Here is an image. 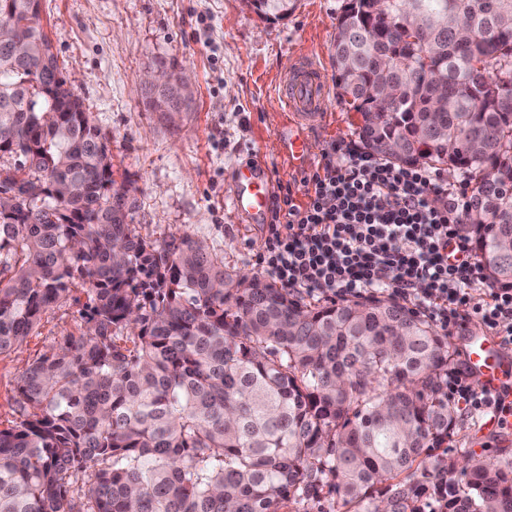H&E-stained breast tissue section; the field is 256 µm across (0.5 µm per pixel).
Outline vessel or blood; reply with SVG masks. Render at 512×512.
Returning a JSON list of instances; mask_svg holds the SVG:
<instances>
[{"instance_id":"1","label":"vessel or blood","mask_w":512,"mask_h":512,"mask_svg":"<svg viewBox=\"0 0 512 512\" xmlns=\"http://www.w3.org/2000/svg\"><path fill=\"white\" fill-rule=\"evenodd\" d=\"M328 94L329 88L314 58H307L281 78L282 135L288 142L286 157L290 167L314 164L317 153L313 132L331 118L323 110ZM271 195L264 171L250 168L238 173L228 197L229 207L239 218L260 217L269 211ZM466 341L469 367L480 386L495 394L503 406H512V352L502 347L497 336L484 330L469 332Z\"/></svg>"}]
</instances>
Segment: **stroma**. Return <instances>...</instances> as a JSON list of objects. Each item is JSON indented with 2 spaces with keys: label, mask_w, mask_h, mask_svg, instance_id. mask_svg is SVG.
Here are the masks:
<instances>
[{
  "label": "stroma",
  "mask_w": 512,
  "mask_h": 512,
  "mask_svg": "<svg viewBox=\"0 0 512 512\" xmlns=\"http://www.w3.org/2000/svg\"><path fill=\"white\" fill-rule=\"evenodd\" d=\"M268 22L243 0H40V23L57 63L94 125L108 139L113 177L134 201L129 221L151 238L188 235L223 255L230 269L259 274L262 225L238 221L227 206L237 172L265 164L273 185H290L306 205L302 170L283 160L281 77L319 55L333 121L314 132L318 149L354 143L360 116L334 90L332 44L345 0H295ZM192 81L190 111H150L143 73L156 63ZM42 318L21 348L0 356V424L18 417L22 365L81 332L82 290ZM512 429L476 427L459 415L453 447L498 464Z\"/></svg>",
  "instance_id": "1"
}]
</instances>
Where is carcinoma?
I'll return each mask as SVG.
<instances>
[{"label": "carcinoma", "instance_id": "1", "mask_svg": "<svg viewBox=\"0 0 512 512\" xmlns=\"http://www.w3.org/2000/svg\"><path fill=\"white\" fill-rule=\"evenodd\" d=\"M34 0H0V354L77 286L83 330L26 364L0 428V512H512V459L458 466L451 346L390 298L310 303L224 266L185 235L127 222L106 137L51 52ZM295 0H255L279 20ZM465 19L473 36H458ZM339 96L366 149L454 168L462 229L490 284L512 288V0H346ZM401 85L373 112L379 80ZM154 112H177L148 94Z\"/></svg>", "mask_w": 512, "mask_h": 512}]
</instances>
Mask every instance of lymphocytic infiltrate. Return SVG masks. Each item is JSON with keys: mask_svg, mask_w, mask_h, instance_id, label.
<instances>
[{"mask_svg": "<svg viewBox=\"0 0 512 512\" xmlns=\"http://www.w3.org/2000/svg\"><path fill=\"white\" fill-rule=\"evenodd\" d=\"M322 171L305 175L306 206L276 197L265 227L262 271L280 287L328 299L387 296L412 305L440 329L468 308L512 347V289L491 287L461 229L468 184L448 186L423 166H396L352 145L331 144ZM448 399L471 418L512 426V408L448 373Z\"/></svg>", "mask_w": 512, "mask_h": 512, "instance_id": "obj_1", "label": "lymphocytic infiltrate"}]
</instances>
